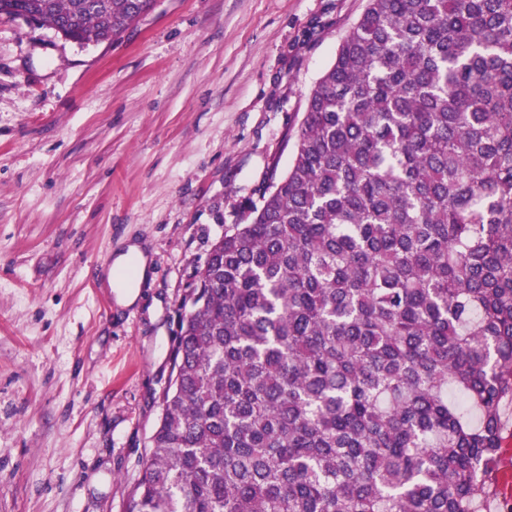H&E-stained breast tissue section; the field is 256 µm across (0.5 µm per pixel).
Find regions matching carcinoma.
<instances>
[{
    "label": "carcinoma",
    "instance_id": "cac0c4a2",
    "mask_svg": "<svg viewBox=\"0 0 512 512\" xmlns=\"http://www.w3.org/2000/svg\"><path fill=\"white\" fill-rule=\"evenodd\" d=\"M156 0H0L83 45ZM180 302L127 512H478L512 404V0H367Z\"/></svg>",
    "mask_w": 512,
    "mask_h": 512
}]
</instances>
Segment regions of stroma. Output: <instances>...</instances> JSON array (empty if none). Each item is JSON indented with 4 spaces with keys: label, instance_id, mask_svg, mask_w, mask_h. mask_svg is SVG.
<instances>
[{
    "label": "stroma",
    "instance_id": "obj_1",
    "mask_svg": "<svg viewBox=\"0 0 512 512\" xmlns=\"http://www.w3.org/2000/svg\"><path fill=\"white\" fill-rule=\"evenodd\" d=\"M366 3L159 0L82 46L0 17V512H126L185 287L287 169ZM133 241L150 272L122 307L106 267Z\"/></svg>",
    "mask_w": 512,
    "mask_h": 512
}]
</instances>
